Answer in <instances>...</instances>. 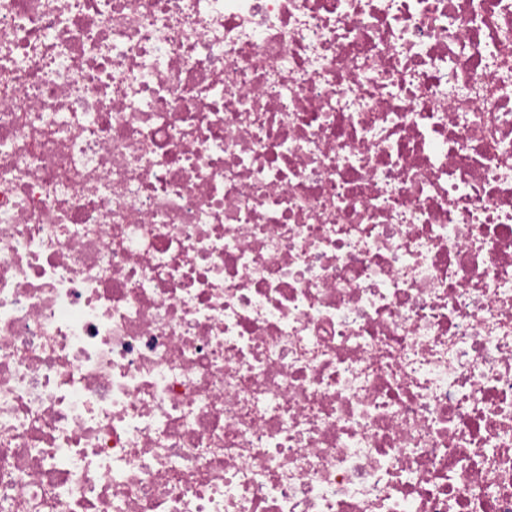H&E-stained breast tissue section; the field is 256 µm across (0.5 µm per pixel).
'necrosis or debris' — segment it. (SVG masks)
Instances as JSON below:
<instances>
[{"mask_svg":"<svg viewBox=\"0 0 512 512\" xmlns=\"http://www.w3.org/2000/svg\"><path fill=\"white\" fill-rule=\"evenodd\" d=\"M0 512H512V0H0Z\"/></svg>","mask_w":512,"mask_h":512,"instance_id":"4bbe7bcc","label":"necrosis or debris"}]
</instances>
